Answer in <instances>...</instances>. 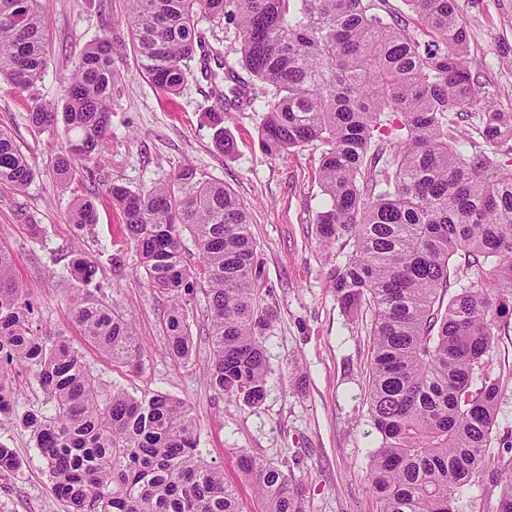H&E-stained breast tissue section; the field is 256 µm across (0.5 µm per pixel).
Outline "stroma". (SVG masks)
<instances>
[{
  "instance_id": "stroma-1",
  "label": "stroma",
  "mask_w": 512,
  "mask_h": 512,
  "mask_svg": "<svg viewBox=\"0 0 512 512\" xmlns=\"http://www.w3.org/2000/svg\"><path fill=\"white\" fill-rule=\"evenodd\" d=\"M458 8L478 65L479 102L512 112V0H458ZM127 11V0H49L43 79L29 91L0 80V128L36 169L24 188L0 183V245L11 252L16 277L37 303L43 327L63 334L106 387L136 396L166 393L191 406L200 454L223 468L243 512H261V505L238 469L242 454L279 466L303 490L309 512H379L368 474L377 442L366 401L371 318L345 309L330 277L344 255L323 245L316 224L325 204L315 178L322 145L266 155L259 141L262 115L247 109L224 122L233 149L218 150L208 116L215 104L210 82L193 66L177 94L158 90L138 68ZM103 37L115 48L112 65L120 75L110 102L112 135L89 166L75 167L63 181L52 171L63 134L36 132L27 113L33 98L60 101L63 77ZM186 164L230 187L250 211L267 301L276 314L265 332V396L254 407L210 386L203 295L191 301V359L178 363L167 355V300L136 274L137 253L106 193L115 183L134 190L151 186ZM80 198L91 199L97 214L82 231L71 222V207ZM77 248L96 263V281L108 302L133 323L142 347L139 368L112 364L70 317L60 278ZM115 255L123 269H114ZM499 323L490 352L503 379L493 456L512 445V313ZM12 382L15 414L0 419V443L14 449L20 465L0 474V512H66L33 434L22 424L25 415L47 412L50 404L32 377L18 373Z\"/></svg>"
}]
</instances>
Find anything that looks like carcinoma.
Returning <instances> with one entry per match:
<instances>
[{"instance_id": "cac0c4a2", "label": "carcinoma", "mask_w": 512, "mask_h": 512, "mask_svg": "<svg viewBox=\"0 0 512 512\" xmlns=\"http://www.w3.org/2000/svg\"><path fill=\"white\" fill-rule=\"evenodd\" d=\"M408 19L387 0H129L127 25L140 71L174 94L187 62L215 82L224 52L204 47L199 15L236 26L237 64L271 87L262 101L260 146L269 156L309 142L325 146L317 178L328 205L322 240L352 245L331 278L341 304L370 313L368 410L380 437L369 479L380 512H454L487 471L502 484L495 512H512V455L489 456L502 378L488 354L497 318L512 304V169L480 142L512 141V112L487 107L478 138L460 149L459 128L476 104V63L457 0H404ZM48 0H0V77L29 90L47 68ZM117 72L112 42L89 45L64 78L62 106L33 99L30 125L63 123L60 178L106 146ZM214 142L224 116L258 96L214 85ZM35 169L0 130V181L24 188ZM108 193L139 254L148 286L167 298L162 328L176 362L193 352L190 296H205L213 389L251 406L265 391V334L273 311L249 210L224 183L183 166L148 189L114 184ZM78 229L96 220L90 199L71 211ZM188 229L196 259L182 242ZM474 270L478 284L461 283ZM97 270L75 251L65 299L74 322L115 365L135 366L141 346L132 324L90 289ZM454 293H449L451 288ZM34 378L52 404L31 428L70 512H241L237 489L198 451L190 405L164 393L104 392L81 354L35 317L0 246V417L11 413L8 372ZM20 462L0 444V472ZM239 470L263 512H307L301 488L270 463L242 454Z\"/></svg>"}]
</instances>
